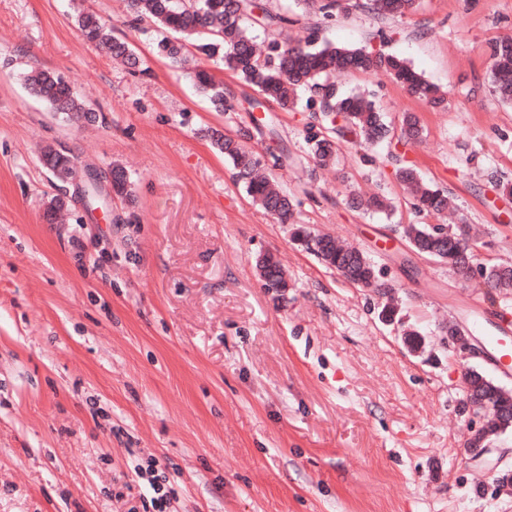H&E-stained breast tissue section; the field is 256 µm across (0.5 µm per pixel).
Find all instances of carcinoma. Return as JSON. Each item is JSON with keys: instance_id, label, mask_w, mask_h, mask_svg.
Returning <instances> with one entry per match:
<instances>
[{"instance_id": "obj_1", "label": "carcinoma", "mask_w": 512, "mask_h": 512, "mask_svg": "<svg viewBox=\"0 0 512 512\" xmlns=\"http://www.w3.org/2000/svg\"><path fill=\"white\" fill-rule=\"evenodd\" d=\"M322 17L329 20L338 13H348L361 6L377 17L403 16L415 9L416 0H319ZM135 20L146 19L159 25L164 36L156 41L158 54L174 63L182 60V45L169 34H183L198 41V49L208 56L223 51L224 66L235 72L245 85L254 88L265 100L280 108L293 110L298 106V91L308 93L305 108L322 116L323 123L309 127L307 145L309 157L325 166L335 158L338 143H374L386 139L390 130L382 119V112L371 101L347 94L336 82V73L355 70H384L411 93L432 105L444 102L437 87L427 82L404 59L389 53H378L367 48L337 47L310 41L304 47L284 49L275 39L265 50L257 52L251 29L253 0H128ZM83 39L107 50L113 56L129 62L135 60L128 44L112 37L109 21L92 14L78 19ZM511 40L490 43V79L493 92L504 103L512 102V52L506 53ZM197 88L226 111L234 109L224 90L215 84L211 74L196 67L193 72ZM31 91L62 112H84L85 103L72 84L63 77L44 69H33L26 76ZM401 135L418 140L422 126L418 118L408 114L403 118ZM213 146L228 158L236 170L247 195L267 212L285 222L292 215L293 199L271 179L260 174V160L241 143L215 130L211 135ZM74 158L56 149L46 150L42 165L52 174L65 170ZM398 178L417 186L415 208L420 212L440 213L448 208L449 198L439 190L418 185L416 171L397 169ZM415 250L425 256L436 253L456 266L458 230L444 233L440 228L424 224L414 226ZM312 252L326 265L335 266L336 272L349 282L371 283L377 288L388 284L378 281L374 265L358 250L318 241Z\"/></svg>"}]
</instances>
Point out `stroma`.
Returning a JSON list of instances; mask_svg holds the SVG:
<instances>
[{
    "label": "stroma",
    "instance_id": "stroma-1",
    "mask_svg": "<svg viewBox=\"0 0 512 512\" xmlns=\"http://www.w3.org/2000/svg\"><path fill=\"white\" fill-rule=\"evenodd\" d=\"M288 13L282 47L309 36L397 55L445 95L435 107L381 71L341 76L420 142L341 143L334 166L307 156L304 108L265 103L274 132H256L257 94L189 46L156 55L155 26L132 25L127 0H0V512H112L117 478L156 457L178 512H512V430L473 460L462 366L448 328L471 329L475 306H512V292L461 282L412 252L407 224H464L478 263H512V103L490 83L487 46L512 39V0H418L379 18L359 9L323 23L298 0H259ZM93 12L139 59L129 67L80 35ZM208 68L234 98L218 111L190 73ZM71 81L92 112L52 109L25 75ZM236 136L294 201L288 223L253 204L211 131ZM83 171L125 170L47 217L57 182L46 148ZM287 149L288 165L274 157ZM414 168L447 194L416 213L396 176ZM378 195L385 211L351 206ZM365 252L389 295L345 280L292 239L295 226ZM288 271L277 292L255 259ZM392 307L393 319L382 310ZM424 338L411 352L407 333Z\"/></svg>",
    "mask_w": 512,
    "mask_h": 512
}]
</instances>
